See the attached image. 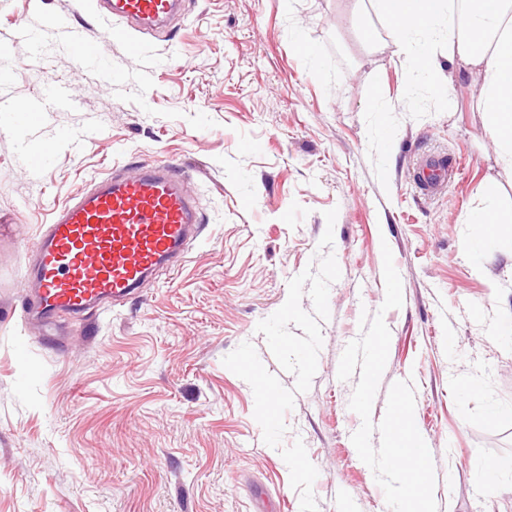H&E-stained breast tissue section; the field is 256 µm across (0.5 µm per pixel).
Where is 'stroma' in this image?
I'll return each mask as SVG.
<instances>
[{"instance_id":"obj_1","label":"stroma","mask_w":512,"mask_h":512,"mask_svg":"<svg viewBox=\"0 0 512 512\" xmlns=\"http://www.w3.org/2000/svg\"><path fill=\"white\" fill-rule=\"evenodd\" d=\"M48 14L90 36L121 78L109 85L79 65L58 33L39 53L14 45L0 88L6 105L36 101L50 81L76 99L20 132L0 129V512H300L250 385L223 359L250 342L294 390L256 326L311 263L332 208L341 276L317 372L283 438L302 440L318 469V512H385L349 441L361 425L348 406L355 383L336 375L361 314L379 311L391 338L372 422L392 384L412 380L438 512H512V474L476 478L512 463V339L489 333L512 315V246L490 243L476 263L464 250L485 193L512 207V173L485 132L477 78L445 60L438 79L413 81L395 47L367 39L382 28L367 0H183L178 19L142 35L135 54L109 38L91 0H0V41ZM296 31L317 66L293 46ZM62 130L90 139L56 143L34 171L21 143L36 149ZM439 153L465 164L426 197L413 169ZM156 162L174 164L200 204L205 230L186 261L103 311L47 329L26 323L39 226L91 178ZM385 244L403 292L388 311ZM492 405L506 413L490 424Z\"/></svg>"}]
</instances>
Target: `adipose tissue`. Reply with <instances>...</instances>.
I'll return each mask as SVG.
<instances>
[{
    "instance_id": "ef3b65f1",
    "label": "adipose tissue",
    "mask_w": 512,
    "mask_h": 512,
    "mask_svg": "<svg viewBox=\"0 0 512 512\" xmlns=\"http://www.w3.org/2000/svg\"><path fill=\"white\" fill-rule=\"evenodd\" d=\"M374 8L413 80L437 78L443 54L480 79L487 133L512 168V0H470L452 38L440 30L453 13L452 0H374Z\"/></svg>"
}]
</instances>
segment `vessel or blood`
Returning <instances> with one entry per match:
<instances>
[{"label":"vessel or blood","instance_id":"b4317fda","mask_svg":"<svg viewBox=\"0 0 512 512\" xmlns=\"http://www.w3.org/2000/svg\"><path fill=\"white\" fill-rule=\"evenodd\" d=\"M181 0H94L106 18L137 32L170 23ZM70 55L95 64L112 81L111 62L98 59L92 42L70 37ZM68 91L47 84L42 102L13 108L17 124L42 104L65 105ZM457 172L452 160L426 156L414 170L421 193L434 196ZM202 232L196 200L169 165H148L125 175L113 170L71 195L41 225L33 251L32 283L22 298L24 317L84 316L138 292L159 269L175 268Z\"/></svg>","mask_w":512,"mask_h":512}]
</instances>
